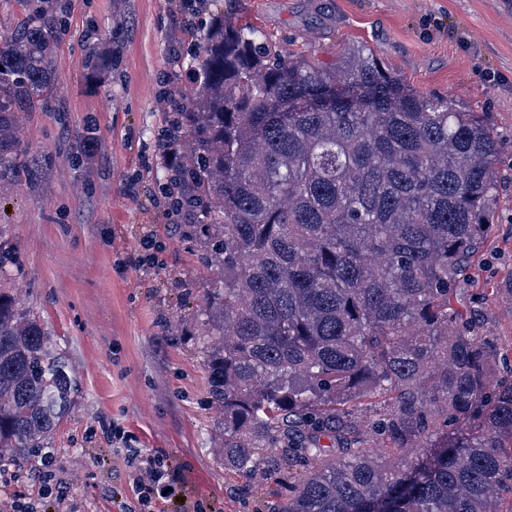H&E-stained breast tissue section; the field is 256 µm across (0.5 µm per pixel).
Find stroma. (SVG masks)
Instances as JSON below:
<instances>
[{
	"mask_svg": "<svg viewBox=\"0 0 512 512\" xmlns=\"http://www.w3.org/2000/svg\"><path fill=\"white\" fill-rule=\"evenodd\" d=\"M179 0H59L66 32L50 58L53 96L20 115L26 165L0 169V241L11 262L0 288L16 296L64 350L79 393L50 443L57 498L26 472L0 499L39 512H135L139 475L125 447L163 454L185 504L167 512H268L277 477L248 479L225 464L220 416L195 314L216 280L204 247L179 236L157 182L155 144L166 85L189 86L196 42ZM224 13L327 64L363 45L419 92L452 94L486 113L501 138L498 219L476 254L461 300L478 335L512 365V0H224ZM112 46V74L90 77L83 49ZM93 136L91 155L82 142ZM139 192H126L129 178ZM152 240L154 260L141 247ZM121 428L124 440L112 438Z\"/></svg>",
	"mask_w": 512,
	"mask_h": 512,
	"instance_id": "stroma-1",
	"label": "stroma"
}]
</instances>
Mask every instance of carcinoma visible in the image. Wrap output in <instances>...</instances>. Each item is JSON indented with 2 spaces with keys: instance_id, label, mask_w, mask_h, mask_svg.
<instances>
[{
  "instance_id": "carcinoma-1",
  "label": "carcinoma",
  "mask_w": 512,
  "mask_h": 512,
  "mask_svg": "<svg viewBox=\"0 0 512 512\" xmlns=\"http://www.w3.org/2000/svg\"><path fill=\"white\" fill-rule=\"evenodd\" d=\"M48 20L0 42V164L16 109L52 92ZM91 74L112 51L86 50ZM167 134L158 190L223 270L197 312L224 461L280 475L272 512H512V377L460 283L493 224L500 141L485 113L408 86L365 46L324 66L217 13ZM69 360L0 293V463L32 468L69 414ZM390 408L362 431L365 401Z\"/></svg>"
}]
</instances>
